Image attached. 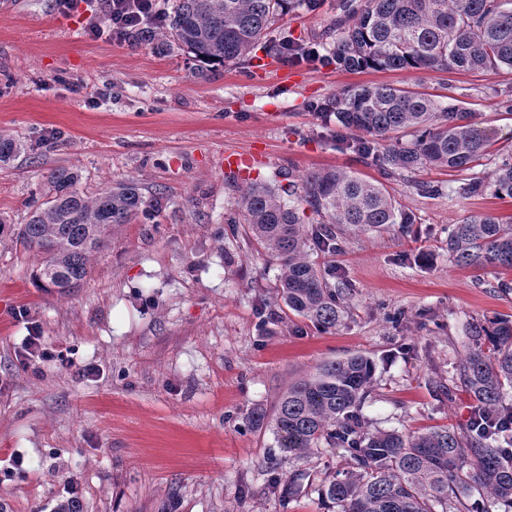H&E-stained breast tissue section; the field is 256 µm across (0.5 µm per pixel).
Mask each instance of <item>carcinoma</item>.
I'll list each match as a JSON object with an SVG mask.
<instances>
[{"label":"carcinoma","instance_id":"carcinoma-1","mask_svg":"<svg viewBox=\"0 0 512 512\" xmlns=\"http://www.w3.org/2000/svg\"><path fill=\"white\" fill-rule=\"evenodd\" d=\"M320 0H175L162 20L133 30L137 44L154 40L178 49L204 66L232 62L262 47L285 57L304 46L283 37L261 45L270 27L291 8L316 11ZM346 19L321 57L346 71L410 68L458 72L512 70V0H364L343 4ZM323 125L365 136L346 142L386 177L427 165L452 175L466 173L490 155L491 133L471 113L429 95L391 85H359L316 104ZM78 175L58 169L50 196L15 232V242L38 257L32 282L66 293L84 280L92 253L100 250L115 224L155 218V206L137 183L128 181L88 196L76 188ZM512 199V157L492 173L491 182L470 175L458 192L478 197L488 187ZM288 199H283V195ZM315 229L307 234L303 215ZM281 265L278 295L293 314L321 329L336 327L344 313V289L331 286L311 257L309 240L336 252L338 231L353 226L381 231L412 224L414 216L386 189L344 169L309 172L288 187L255 181L241 192L239 213L226 218ZM448 257L459 266L512 270V225L473 215L448 232ZM372 362L363 355L329 361L288 387L272 414L251 412V424L272 430L277 447L306 457L326 443L346 449L353 461L343 477L325 479L322 495L340 512H479L497 502L512 503V459L508 439L512 408L502 405L512 388V320L505 317L471 328L459 363L458 383L474 401L466 426L433 427L412 434L366 427L360 405L372 382Z\"/></svg>","mask_w":512,"mask_h":512}]
</instances>
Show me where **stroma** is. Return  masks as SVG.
<instances>
[{
    "label": "stroma",
    "instance_id": "35a3bbf8",
    "mask_svg": "<svg viewBox=\"0 0 512 512\" xmlns=\"http://www.w3.org/2000/svg\"><path fill=\"white\" fill-rule=\"evenodd\" d=\"M342 2L292 10L268 36L332 44ZM93 23L100 36L88 35ZM107 25L102 0L68 14L56 0H0V137L22 146L0 163V504H51L71 477L86 512H339L319 490L349 468L348 453L325 444L288 457L249 413L272 409L321 364L361 354L374 368L361 405L370 428L465 426L473 401L448 376L469 324L512 318V290L497 287L512 272L454 266L448 231L473 215L510 223L512 200L461 197L433 167L383 178L328 136L313 104L372 84L453 96L493 136L474 169L486 178L512 155V115L493 107L512 90V71L347 72L265 56L200 77L183 53L114 42ZM242 150L265 156L253 171L270 181L327 168L384 180L414 215L404 230H348L340 251L315 252L347 291L335 329L288 313L277 261L225 224L247 179L228 185L224 157ZM58 168L89 195L135 181L159 207L153 221L114 227L87 278L64 294L35 287L36 260L13 243ZM417 181L442 192L419 194ZM33 325L48 356L27 367L18 350ZM90 364L97 375L83 377ZM300 470L302 493L272 491V480Z\"/></svg>",
    "mask_w": 512,
    "mask_h": 512
}]
</instances>
